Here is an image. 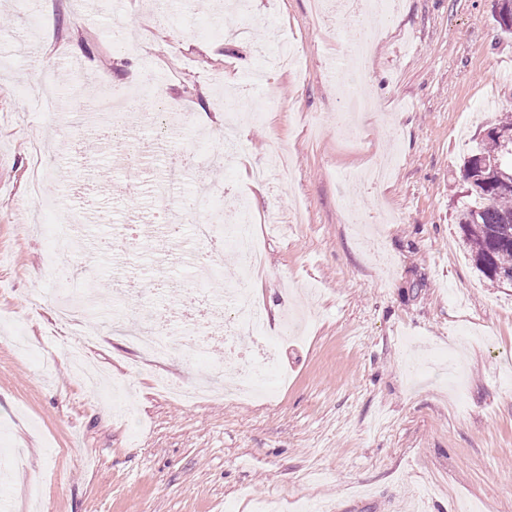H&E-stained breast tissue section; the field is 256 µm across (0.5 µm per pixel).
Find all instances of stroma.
<instances>
[{
	"label": "stroma",
	"instance_id": "1",
	"mask_svg": "<svg viewBox=\"0 0 512 512\" xmlns=\"http://www.w3.org/2000/svg\"><path fill=\"white\" fill-rule=\"evenodd\" d=\"M367 74L376 104L346 134L334 128L342 104L330 63L343 60L350 29L314 22V0H250L248 17L224 0H56L44 25L27 0H0L15 14L0 33V462H21L0 482L12 512H252L274 502L283 512H512V285L490 283L473 267L455 220L467 185L464 157L497 116L512 113V35L494 21L495 0H395ZM252 37H226L243 21ZM296 40L304 68H272L246 92L253 46L274 35ZM55 58L63 95L55 116L29 104L37 81L30 57ZM153 61L169 78L158 86L167 111H191L197 135L164 144L189 169L183 192L212 212L213 191L244 192L254 224L266 228L267 275L255 293L277 331L285 314L310 318L283 337L263 383L275 403L225 395L200 404L169 399L154 374L223 387L209 361L176 356L136 371L139 349L111 318L85 322L90 358L123 390L89 397L57 334L55 286L47 258L74 268L92 262L94 291L124 306L134 283L105 261L112 226L74 234L70 251L49 256V226L26 201L28 132L47 144L49 212L84 198L87 210L112 203L116 222L138 220L130 199L138 180L161 181L147 126L128 131L139 150L113 168L87 152L95 115L70 111L87 87L125 91ZM237 92L240 151L215 164L223 128L219 87ZM269 96L262 120L254 96ZM385 163L387 182L358 198L342 189L350 170ZM371 215L373 243L347 222ZM160 252L173 287L147 289L140 305L182 303L198 290L220 297L241 270L219 259L222 287L183 264L182 246L159 251L137 241L130 256Z\"/></svg>",
	"mask_w": 512,
	"mask_h": 512
}]
</instances>
